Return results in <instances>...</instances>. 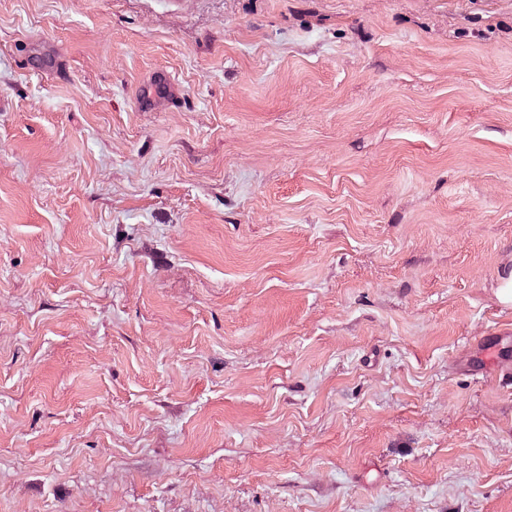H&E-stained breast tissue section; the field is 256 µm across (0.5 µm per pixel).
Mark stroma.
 I'll return each mask as SVG.
<instances>
[{
    "mask_svg": "<svg viewBox=\"0 0 512 512\" xmlns=\"http://www.w3.org/2000/svg\"><path fill=\"white\" fill-rule=\"evenodd\" d=\"M512 0H0V512H512Z\"/></svg>",
    "mask_w": 512,
    "mask_h": 512,
    "instance_id": "1",
    "label": "stroma"
}]
</instances>
